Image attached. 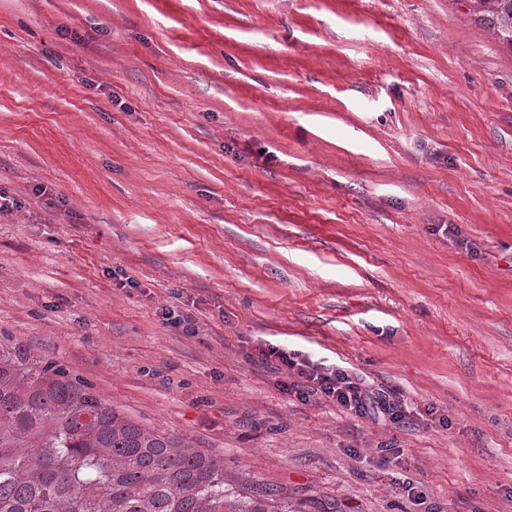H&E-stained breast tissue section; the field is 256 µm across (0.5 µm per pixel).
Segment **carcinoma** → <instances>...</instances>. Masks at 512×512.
Here are the masks:
<instances>
[{"instance_id":"cac0c4a2","label":"carcinoma","mask_w":512,"mask_h":512,"mask_svg":"<svg viewBox=\"0 0 512 512\" xmlns=\"http://www.w3.org/2000/svg\"><path fill=\"white\" fill-rule=\"evenodd\" d=\"M512 45V0H477ZM0 512H288L224 482V458L150 430L22 345L0 343Z\"/></svg>"}]
</instances>
